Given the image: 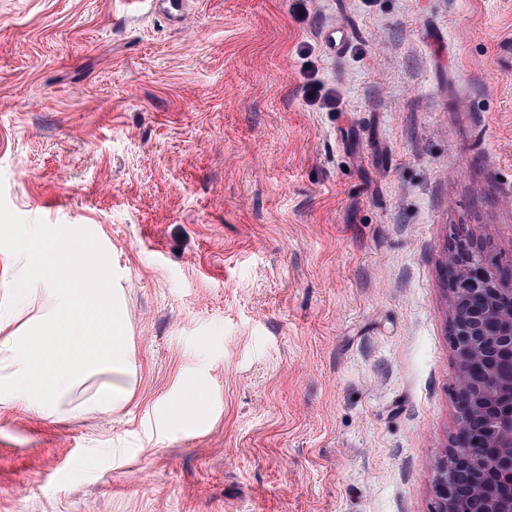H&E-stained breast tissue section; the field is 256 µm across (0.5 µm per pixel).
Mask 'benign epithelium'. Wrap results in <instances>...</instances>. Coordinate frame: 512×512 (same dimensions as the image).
Returning <instances> with one entry per match:
<instances>
[{
	"label": "benign epithelium",
	"instance_id": "7a95c632",
	"mask_svg": "<svg viewBox=\"0 0 512 512\" xmlns=\"http://www.w3.org/2000/svg\"><path fill=\"white\" fill-rule=\"evenodd\" d=\"M446 267L458 429L436 464L434 512H512V280L466 241Z\"/></svg>",
	"mask_w": 512,
	"mask_h": 512
}]
</instances>
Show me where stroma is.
Listing matches in <instances>:
<instances>
[{
  "mask_svg": "<svg viewBox=\"0 0 512 512\" xmlns=\"http://www.w3.org/2000/svg\"><path fill=\"white\" fill-rule=\"evenodd\" d=\"M0 215L97 226L138 378L0 406V512H431L446 257L512 269V0H0ZM206 410V393L202 385L189 386L168 405L166 419L171 423L194 424L202 420Z\"/></svg>",
  "mask_w": 512,
  "mask_h": 512,
  "instance_id": "stroma-1",
  "label": "stroma"
}]
</instances>
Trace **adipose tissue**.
Returning a JSON list of instances; mask_svg holds the SVG:
<instances>
[{"instance_id":"ef3b65f1","label":"adipose tissue","mask_w":512,"mask_h":512,"mask_svg":"<svg viewBox=\"0 0 512 512\" xmlns=\"http://www.w3.org/2000/svg\"><path fill=\"white\" fill-rule=\"evenodd\" d=\"M0 405L60 419L123 408L137 385L112 256L91 231L0 224Z\"/></svg>"}]
</instances>
